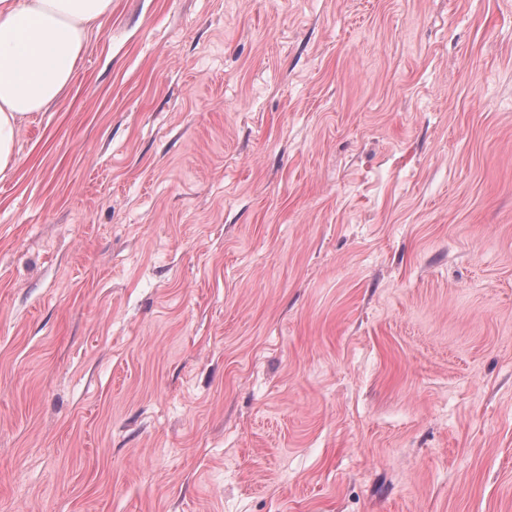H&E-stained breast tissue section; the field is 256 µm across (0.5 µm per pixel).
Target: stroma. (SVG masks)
I'll use <instances>...</instances> for the list:
<instances>
[{"label":"stroma","instance_id":"35a3bbf8","mask_svg":"<svg viewBox=\"0 0 512 512\" xmlns=\"http://www.w3.org/2000/svg\"><path fill=\"white\" fill-rule=\"evenodd\" d=\"M0 174V512H512V0H112Z\"/></svg>","mask_w":512,"mask_h":512}]
</instances>
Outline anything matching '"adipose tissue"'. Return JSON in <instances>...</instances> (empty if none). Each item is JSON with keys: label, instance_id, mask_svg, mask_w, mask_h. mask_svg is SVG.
Wrapping results in <instances>:
<instances>
[{"label": "adipose tissue", "instance_id": "adipose-tissue-1", "mask_svg": "<svg viewBox=\"0 0 512 512\" xmlns=\"http://www.w3.org/2000/svg\"><path fill=\"white\" fill-rule=\"evenodd\" d=\"M112 0H0V173L17 164L21 124L71 86Z\"/></svg>", "mask_w": 512, "mask_h": 512}]
</instances>
